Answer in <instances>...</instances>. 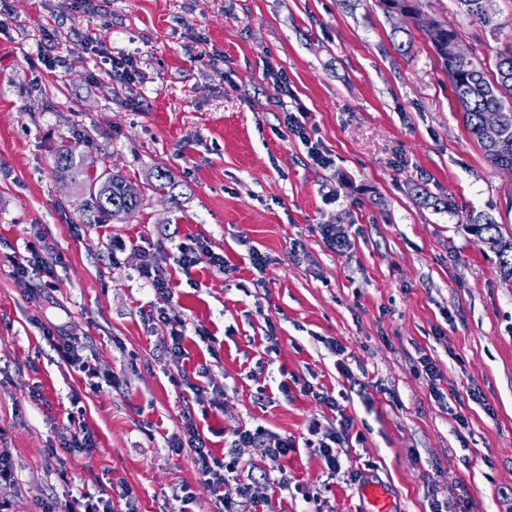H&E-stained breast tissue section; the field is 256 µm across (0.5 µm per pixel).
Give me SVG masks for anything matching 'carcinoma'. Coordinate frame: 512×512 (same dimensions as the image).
Segmentation results:
<instances>
[{
  "instance_id": "cac0c4a2",
  "label": "carcinoma",
  "mask_w": 512,
  "mask_h": 512,
  "mask_svg": "<svg viewBox=\"0 0 512 512\" xmlns=\"http://www.w3.org/2000/svg\"><path fill=\"white\" fill-rule=\"evenodd\" d=\"M461 12L473 21L493 32V11L488 9V0H456ZM428 35L446 69L451 91L456 98L466 122L467 129L480 144L487 160L494 166L512 167V47L498 52L496 74L488 78L476 59L460 61L452 55V46L458 39L457 31L448 29L440 22L428 29ZM497 111L504 118L502 138L495 144L482 140L480 128L483 114ZM55 178L62 182L79 181L85 185L88 199L86 211L95 224L111 218V210H122L131 217L140 206L141 196L131 197L127 189L132 182L119 173L103 170L88 173L82 162L69 149L62 150L54 167ZM470 229L490 248L499 259L500 273L512 280V233L503 231L502 225L488 215L473 220Z\"/></svg>"
}]
</instances>
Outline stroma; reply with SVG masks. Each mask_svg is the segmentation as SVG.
<instances>
[{
    "label": "stroma",
    "instance_id": "obj_1",
    "mask_svg": "<svg viewBox=\"0 0 512 512\" xmlns=\"http://www.w3.org/2000/svg\"><path fill=\"white\" fill-rule=\"evenodd\" d=\"M418 8L456 29L486 73L512 45V0H496L494 36L456 0ZM106 51L136 58L133 83L110 79ZM288 112L329 166L284 127ZM64 148L137 185L134 216L85 223L83 187L53 175ZM161 168L174 193L153 190ZM481 214L512 231V175L469 133L425 29L377 0H0V452L13 463L0 512L124 486L138 512H219L192 449L167 446L190 417L218 459L246 427L298 443L287 488L271 486L257 512H368L369 485L392 512H512V282L469 230ZM324 224L345 233L343 250L325 246ZM196 237L229 272L179 268L178 244ZM35 241L60 257L48 318L115 382L91 386L34 324L10 259ZM150 244L169 255L166 298L137 274ZM159 308L184 326L182 364L166 352L169 323L147 319ZM307 384L349 398L337 412ZM343 413L355 437L332 477L303 443L311 422L334 428ZM81 424L93 452H62ZM185 489L195 499L183 506Z\"/></svg>",
    "mask_w": 512,
    "mask_h": 512
}]
</instances>
